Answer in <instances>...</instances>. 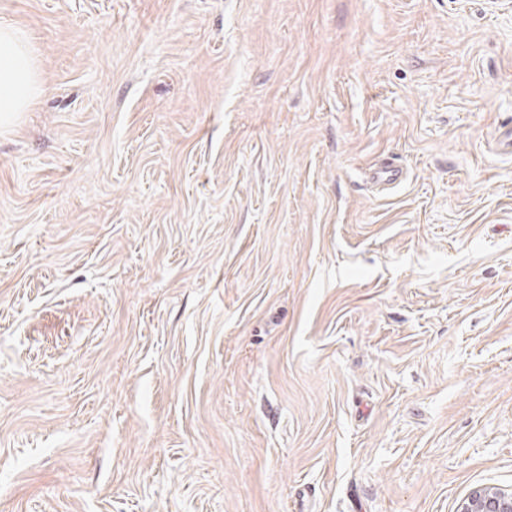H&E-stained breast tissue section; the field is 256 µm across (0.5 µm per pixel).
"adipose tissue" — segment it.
Here are the masks:
<instances>
[{"label":"adipose tissue","mask_w":512,"mask_h":512,"mask_svg":"<svg viewBox=\"0 0 512 512\" xmlns=\"http://www.w3.org/2000/svg\"><path fill=\"white\" fill-rule=\"evenodd\" d=\"M40 93L35 54L25 33L0 24V128L12 125Z\"/></svg>","instance_id":"ef3b65f1"}]
</instances>
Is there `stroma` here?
I'll use <instances>...</instances> for the list:
<instances>
[{
	"mask_svg": "<svg viewBox=\"0 0 512 512\" xmlns=\"http://www.w3.org/2000/svg\"><path fill=\"white\" fill-rule=\"evenodd\" d=\"M0 22L43 85L0 130V512L512 490V0Z\"/></svg>",
	"mask_w": 512,
	"mask_h": 512,
	"instance_id": "35a3bbf8",
	"label": "stroma"
}]
</instances>
